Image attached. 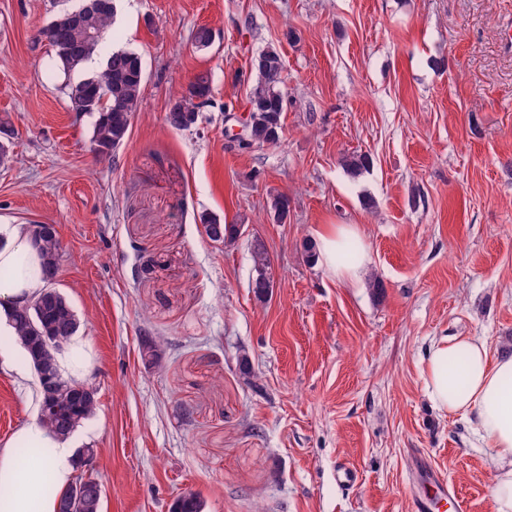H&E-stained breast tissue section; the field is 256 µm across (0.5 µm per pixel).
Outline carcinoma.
Masks as SVG:
<instances>
[{"mask_svg":"<svg viewBox=\"0 0 512 512\" xmlns=\"http://www.w3.org/2000/svg\"><path fill=\"white\" fill-rule=\"evenodd\" d=\"M76 9H61L43 30V36L53 48L54 57L44 70V77L54 83L64 77L61 89L70 99L73 111L95 114L97 120L91 136V146L101 160H112V155L129 135L131 118L138 111L146 80L144 63L134 51H114L110 46V28L114 8L92 12L85 8L91 0H82ZM100 56L103 67L77 80L70 78L89 59ZM266 58L263 64L254 65L257 79L248 93L251 105L245 128L249 137L237 142L241 149L273 145L279 140L282 117L287 99L280 89L283 62L274 49L260 53ZM210 81L206 74L196 76L185 91L170 99L165 120L176 130H186L197 123L199 112L207 106ZM9 122L0 120V165L12 160V141ZM366 153L352 154L345 161L346 170L357 174L370 167ZM201 224L205 235L215 243L225 244L236 240L242 225L226 224L220 218L204 214ZM36 250L40 263L35 272L44 282H49L59 270L61 246L57 235H49L38 243ZM257 271L255 293L263 295L270 288L266 276L269 258L265 250L253 251ZM9 323L15 328V339L21 345L24 358L36 376L56 382L53 411L40 418V424L60 435L75 431L88 420L97 407V391L90 388L84 395L70 391L66 379L57 370L55 354L70 340L78 329L77 315L66 297L55 288H44L30 302L13 308L8 313ZM159 344L151 336L141 337L140 351L145 363L161 366ZM102 492L89 489L83 495L80 512H101ZM201 499L188 493L173 505V512H202Z\"/></svg>","mask_w":512,"mask_h":512,"instance_id":"carcinoma-1","label":"carcinoma"}]
</instances>
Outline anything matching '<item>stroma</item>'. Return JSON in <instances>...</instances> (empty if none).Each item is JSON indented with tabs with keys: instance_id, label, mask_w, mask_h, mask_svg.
Here are the masks:
<instances>
[{
	"instance_id": "stroma-1",
	"label": "stroma",
	"mask_w": 512,
	"mask_h": 512,
	"mask_svg": "<svg viewBox=\"0 0 512 512\" xmlns=\"http://www.w3.org/2000/svg\"><path fill=\"white\" fill-rule=\"evenodd\" d=\"M64 4L0 0V119L14 129L0 224H51L61 242L55 287L93 355L97 407L76 444L98 451L101 512H170L191 492L203 512H413L420 458L468 512H494L501 463L432 406L423 367L441 336L512 353V0H119L112 47L141 55L146 82L109 163L90 150L95 115L43 79L39 34ZM269 48L284 64L280 139L240 151L227 132ZM201 73L208 106L172 129L169 98ZM352 153L372 159L357 176ZM204 213L242 234L210 241ZM330 224L358 226L360 282L307 262ZM147 333L163 368L140 356ZM0 347L14 357L1 446L39 401L19 343ZM253 261L257 271L253 288H255V293L261 296L267 292L268 288L271 287L270 280L266 276V268H268L269 265V258L263 248L257 247L254 249Z\"/></svg>"
}]
</instances>
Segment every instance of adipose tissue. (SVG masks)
Here are the masks:
<instances>
[{"instance_id": "1", "label": "adipose tissue", "mask_w": 512, "mask_h": 512, "mask_svg": "<svg viewBox=\"0 0 512 512\" xmlns=\"http://www.w3.org/2000/svg\"><path fill=\"white\" fill-rule=\"evenodd\" d=\"M354 226L339 224L322 234L318 252L337 279L360 280L363 265L343 261L339 244L357 238ZM31 265L40 257L22 224H0V270L14 268L19 256ZM426 391L440 411L469 420L474 432L505 463L494 486L495 512H512V353L492 355L476 336L432 341L424 364ZM25 447L19 457L17 447ZM75 450L67 438L32 423L0 447V512H59L63 493L76 476Z\"/></svg>"}]
</instances>
